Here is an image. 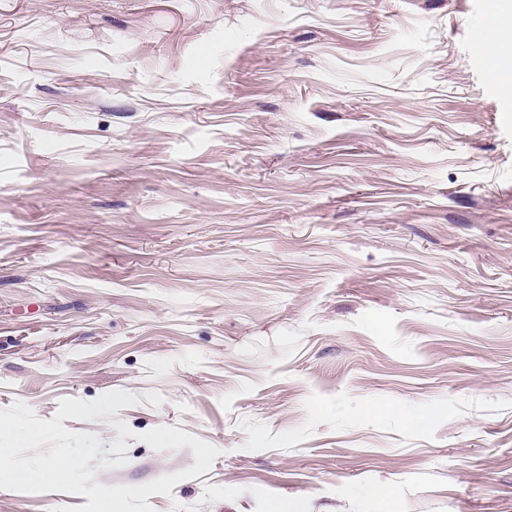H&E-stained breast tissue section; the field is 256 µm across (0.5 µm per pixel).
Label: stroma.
Masks as SVG:
<instances>
[{"mask_svg": "<svg viewBox=\"0 0 512 512\" xmlns=\"http://www.w3.org/2000/svg\"><path fill=\"white\" fill-rule=\"evenodd\" d=\"M489 3L0 0V409L136 395L63 422L130 428L108 486L194 464L155 427L218 448L155 512H512Z\"/></svg>", "mask_w": 512, "mask_h": 512, "instance_id": "stroma-1", "label": "stroma"}]
</instances>
